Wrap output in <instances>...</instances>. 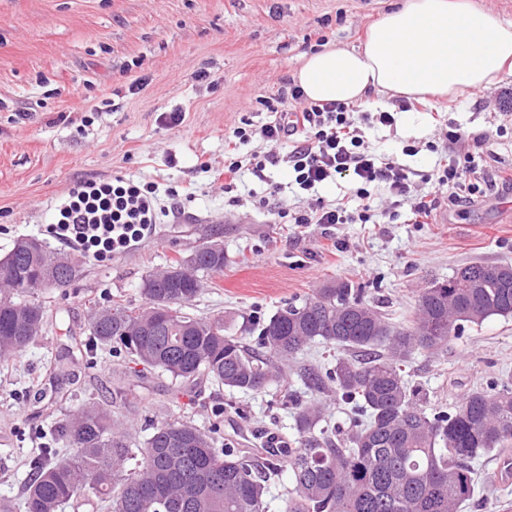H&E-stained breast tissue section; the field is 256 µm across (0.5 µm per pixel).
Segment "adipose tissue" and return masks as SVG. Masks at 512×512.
Masks as SVG:
<instances>
[{"mask_svg":"<svg viewBox=\"0 0 512 512\" xmlns=\"http://www.w3.org/2000/svg\"><path fill=\"white\" fill-rule=\"evenodd\" d=\"M512 75V23L469 0H405L360 47L303 57L294 79L312 101L456 100Z\"/></svg>","mask_w":512,"mask_h":512,"instance_id":"adipose-tissue-1","label":"adipose tissue"}]
</instances>
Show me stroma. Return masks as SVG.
I'll list each match as a JSON object with an SVG mask.
<instances>
[{"label":"stroma","instance_id":"35a3bbf8","mask_svg":"<svg viewBox=\"0 0 512 512\" xmlns=\"http://www.w3.org/2000/svg\"><path fill=\"white\" fill-rule=\"evenodd\" d=\"M401 0H0V257L20 236H40L59 201L76 182L134 175L154 183L158 207L167 188L191 187L180 209L161 216L131 249L101 263L85 256L70 287L43 291L45 335L14 359L0 363V504L24 512L26 461L42 433L87 401L110 405L133 422L142 445L153 426L181 418L240 448L259 447L266 435L296 437L298 404L321 406L324 418L348 433L353 418L334 393L311 390L301 372L334 362L336 350L308 345L287 369L288 379L259 392L208 382L174 388L154 372L129 370L127 360L100 352L94 364L62 360L89 334L90 301L112 296L141 303L152 271L190 255L207 240L224 245L223 274L207 278L193 312L220 318L226 333L254 345L260 325L284 303L313 296L342 280L364 291L393 323L414 309L417 293L473 262L512 263V190L477 194L461 207L441 206L431 223L413 224L407 209L390 217V196L375 190L369 224L277 223L254 198L273 195L282 208L301 193L283 169L268 182L243 173L226 203L224 145L241 118L266 123L262 98L290 80L302 56L330 47L358 46L380 17ZM203 70L207 78L196 82ZM382 99L369 94L354 116L369 146L407 167L428 171L440 155L427 151L446 131L486 133L482 162L512 170V76L464 100L426 106L421 132L398 113L390 126L363 121ZM181 109V125L163 113ZM418 146L411 155L407 146ZM75 373L59 396L39 399L51 375ZM407 372L434 407L450 409L491 379L512 377V319L493 318L466 328L443 352H417ZM124 387L127 399L112 402ZM500 457L474 468L473 500L462 512H502L512 505V482L497 476Z\"/></svg>","mask_w":512,"mask_h":512}]
</instances>
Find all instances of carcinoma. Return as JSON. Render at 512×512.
<instances>
[{
  "mask_svg": "<svg viewBox=\"0 0 512 512\" xmlns=\"http://www.w3.org/2000/svg\"><path fill=\"white\" fill-rule=\"evenodd\" d=\"M224 246L204 242L191 257L148 274L145 303L107 298L89 306L96 349L126 354L171 384L208 380L260 391L283 377L288 362L315 341L336 347L334 366L302 372L316 391H331L359 416L346 445L320 428L319 406H299L298 447L265 449L259 466L251 448H219L212 433L184 419L154 427L133 450L112 410L88 402L48 431L73 449L59 457L46 447L30 459L25 512H59L93 494L109 512H265L268 485L284 459L292 488L285 512H461L473 499L472 462L512 446V380L475 389L451 411L427 406V394L402 365L418 350L436 353L464 325L512 317V263H472L422 289L408 325L396 326L349 283L327 284L300 304L286 303L262 325L260 351L224 334V321L190 312L204 276L224 271ZM499 270L485 276L488 267ZM0 361L21 354L46 329L44 288L76 276L73 262L34 236L14 240L0 259Z\"/></svg>",
  "mask_w": 512,
  "mask_h": 512,
  "instance_id": "cac0c4a2",
  "label": "carcinoma"
}]
</instances>
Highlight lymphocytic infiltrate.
Listing matches in <instances>:
<instances>
[{
    "label": "lymphocytic infiltrate",
    "mask_w": 512,
    "mask_h": 512,
    "mask_svg": "<svg viewBox=\"0 0 512 512\" xmlns=\"http://www.w3.org/2000/svg\"><path fill=\"white\" fill-rule=\"evenodd\" d=\"M264 106L271 118L260 128H253L246 118L233 128L229 137L233 148L224 156V174L233 181L247 170L262 181L267 169L286 166L293 183L307 192L308 198L300 206L278 209L277 217L283 224L370 223L369 200L382 184L388 188L393 207L409 206L411 219L417 222L442 204H466L481 188L496 186L500 179L477 160L478 150L487 141L483 134L473 136L471 151L463 153L458 148L461 133L449 131L442 145L444 164L419 173L392 158L376 155L358 134L351 105L310 101L292 84L266 98ZM254 138L262 143L259 151L247 157L236 152V145ZM416 176L436 183L437 192L411 194L410 183ZM339 179L351 185L350 202L315 196L318 186ZM156 191L154 184L134 178L119 177L112 183L77 182L49 232L65 244L79 238L85 252L105 261L125 243L141 240L146 227L157 223Z\"/></svg>",
    "instance_id": "1"
}]
</instances>
